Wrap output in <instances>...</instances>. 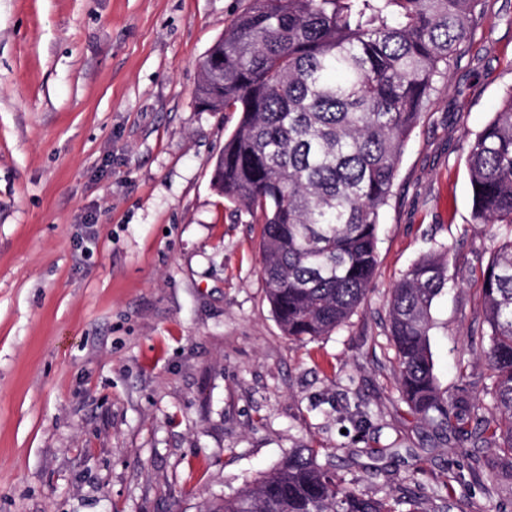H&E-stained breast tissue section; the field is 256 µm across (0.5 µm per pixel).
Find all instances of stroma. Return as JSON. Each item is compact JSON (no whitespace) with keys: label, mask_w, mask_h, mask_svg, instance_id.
<instances>
[{"label":"stroma","mask_w":512,"mask_h":512,"mask_svg":"<svg viewBox=\"0 0 512 512\" xmlns=\"http://www.w3.org/2000/svg\"><path fill=\"white\" fill-rule=\"evenodd\" d=\"M249 0H0V512H206L318 448L376 496L512 512L456 482L470 458L399 398L387 299L444 245L443 386L485 372L467 141L512 89V0L438 80L381 211L373 289L303 345L260 275L262 227L218 197L235 112L196 103L207 49ZM366 432L353 423L360 413Z\"/></svg>","instance_id":"obj_1"}]
</instances>
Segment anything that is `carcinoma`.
<instances>
[{"mask_svg":"<svg viewBox=\"0 0 512 512\" xmlns=\"http://www.w3.org/2000/svg\"><path fill=\"white\" fill-rule=\"evenodd\" d=\"M487 0H250L201 64L205 112H237L211 186L263 224L261 274L284 334L311 341L344 325L372 289L380 212L437 79ZM475 218L492 229L480 273L488 373L460 365L441 385L432 309L448 292L447 250L416 261L388 300L399 396L444 442L466 444L472 476L512 495V91L467 143ZM483 385L486 407L473 396ZM485 448L501 455L489 459ZM293 448L260 481L208 512H401Z\"/></svg>","mask_w":512,"mask_h":512,"instance_id":"cac0c4a2","label":"carcinoma"}]
</instances>
